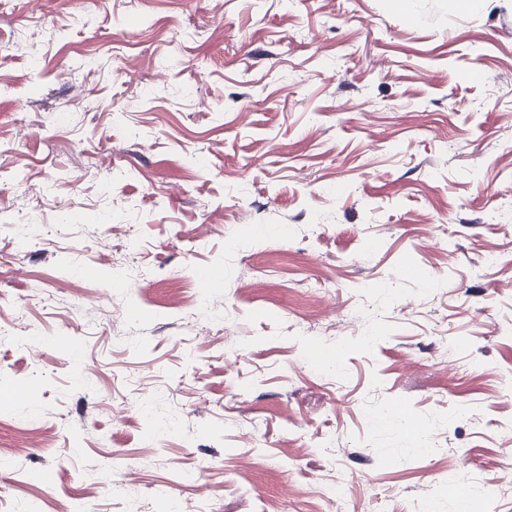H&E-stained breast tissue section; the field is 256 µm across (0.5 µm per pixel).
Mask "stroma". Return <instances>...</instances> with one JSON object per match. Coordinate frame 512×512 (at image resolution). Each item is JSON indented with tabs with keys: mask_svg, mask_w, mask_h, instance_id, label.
Returning a JSON list of instances; mask_svg holds the SVG:
<instances>
[{
	"mask_svg": "<svg viewBox=\"0 0 512 512\" xmlns=\"http://www.w3.org/2000/svg\"><path fill=\"white\" fill-rule=\"evenodd\" d=\"M1 387L0 512H512V7L0 0Z\"/></svg>",
	"mask_w": 512,
	"mask_h": 512,
	"instance_id": "obj_1",
	"label": "stroma"
}]
</instances>
